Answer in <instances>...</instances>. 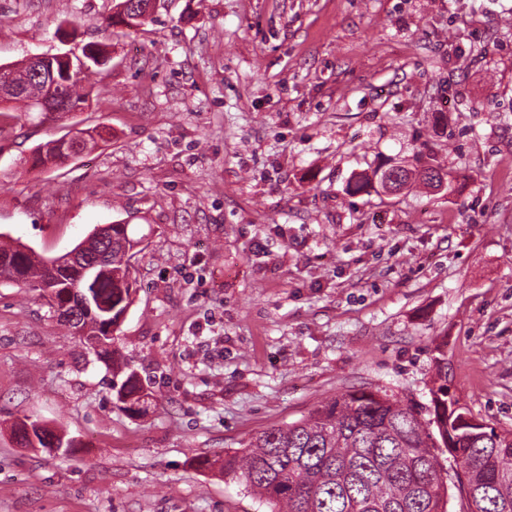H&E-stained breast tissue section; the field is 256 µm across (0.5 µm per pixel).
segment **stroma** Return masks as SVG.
<instances>
[{"label": "stroma", "mask_w": 512, "mask_h": 512, "mask_svg": "<svg viewBox=\"0 0 512 512\" xmlns=\"http://www.w3.org/2000/svg\"><path fill=\"white\" fill-rule=\"evenodd\" d=\"M0 0V65L103 44L89 106L18 114L0 142V237L52 259L97 227L140 240L114 334L152 394L37 293L0 280V512H267L200 459L365 388L430 416L437 362L512 430V0ZM107 141L24 160L72 125ZM435 161L450 188L379 185ZM31 418L56 452L17 445ZM80 128H73L71 130V133L68 132L62 137L54 140H60L63 139L65 136L69 135L64 138V141H70L71 139L76 138L75 135L78 134V130ZM54 140H49L45 144V146H48L51 142ZM51 143L45 152L42 151V144L37 146L36 149L32 152L31 157L29 158L28 162L30 163L31 168L37 169L41 167H45L47 165L51 166H59L65 164L67 161L72 159L73 157L77 156L78 152L75 150L74 145L71 143ZM59 145V146H56ZM56 146V147H54ZM112 391H115L117 401L126 405L123 407L126 411L141 413L148 406L150 394L143 390L134 372L126 374L120 383L113 378Z\"/></svg>", "instance_id": "1"}]
</instances>
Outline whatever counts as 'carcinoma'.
Returning <instances> with one entry per match:
<instances>
[{
	"mask_svg": "<svg viewBox=\"0 0 512 512\" xmlns=\"http://www.w3.org/2000/svg\"><path fill=\"white\" fill-rule=\"evenodd\" d=\"M118 8L107 26H129L131 14L141 9ZM107 55L99 45L82 48L75 69L101 66ZM14 81L24 85L19 97L25 106L46 95L44 83L24 67L13 68ZM81 79L66 78L58 114L85 109L88 94L80 90ZM77 156L71 143L42 150L37 146L29 158L31 168L59 166ZM112 253L103 254L95 280L85 285L89 307L79 323L89 335L103 339L99 358L115 357L106 326L119 320L133 302L131 256L122 244L133 245L127 225H112ZM26 245L3 247L6 260L0 279H18L16 286L40 291L49 277L47 262L37 261L35 252H22ZM79 281L76 274L52 283L61 306L69 289ZM118 402L131 413L146 410L150 396L135 373L112 381ZM432 415L424 426L419 413L387 394L363 389L347 390L314 408L308 415L284 427L268 429L243 448L224 452L220 471L236 479L259 496L270 512H447L448 486L457 489L462 504L473 498L477 512H512V431H497L489 423L470 425L466 410L448 393L444 382L431 389ZM443 444L461 468L467 483L443 473L435 448Z\"/></svg>",
	"mask_w": 512,
	"mask_h": 512,
	"instance_id": "obj_1",
	"label": "carcinoma"
}]
</instances>
